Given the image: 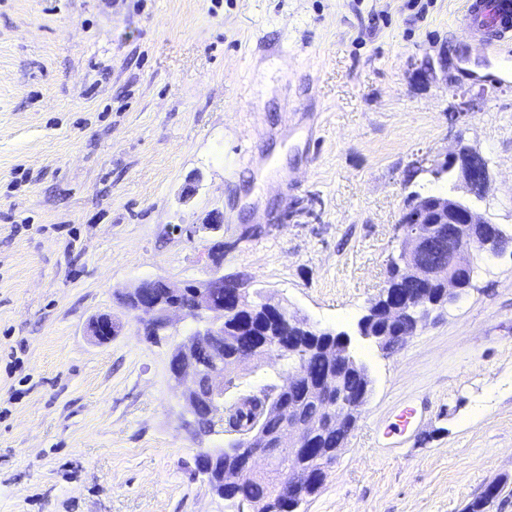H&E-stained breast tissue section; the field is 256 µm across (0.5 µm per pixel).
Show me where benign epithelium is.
<instances>
[{
    "label": "benign epithelium",
    "instance_id": "1",
    "mask_svg": "<svg viewBox=\"0 0 512 512\" xmlns=\"http://www.w3.org/2000/svg\"><path fill=\"white\" fill-rule=\"evenodd\" d=\"M452 172L466 193L472 196L485 195L490 187V173L485 157L464 141L435 163ZM448 225V233L454 244L450 264L433 265L425 261V255L433 250L436 235L435 225ZM401 231V250L405 262L400 277L407 281L442 279L448 285V303L460 298V288L465 271L475 265L477 255L495 256L504 250L497 226L482 219L471 208L464 196L435 194L428 198L413 197L404 206L398 224ZM211 264L209 278L192 284V288H172L162 281L146 280L127 291L124 301L131 304L130 311L138 317L141 330L147 335L165 336L172 325V317L180 315L193 322L194 327L188 339L174 352L171 368L173 378L182 383L191 380L186 397L191 408H196L195 394L198 386L205 383L210 387V416L215 418L224 412V322L215 315L224 314V300L219 293L224 291L223 256L219 250L207 254ZM192 299L189 306L178 302L182 294ZM386 300L383 310L390 316L406 321L413 330H418L433 314L440 312L437 303L425 296H408L401 301L394 298L391 284L380 292ZM236 309L249 312L260 311L271 321H279L285 308L269 298H251L246 292H235ZM288 321L300 326L303 336L253 337V346L235 354L236 364L241 365L254 359L256 353L275 355L282 359H293L289 366L290 384H303L314 398L322 402L321 416L313 423L302 421L300 410L291 402L277 405L278 425L270 431L259 424L243 438L234 440L236 447L222 448L217 452L201 453L204 463L201 474L211 491L219 497L239 483L243 474L255 478H276L278 493L288 496V505L296 512L305 495L307 484L323 479L326 469L332 465L341 449H316V469H305L306 451L314 444L315 428L325 426L353 431L357 418L351 416V407L345 396L336 391V375H330L321 385L314 386L307 367L297 355L309 348L310 340L325 331L316 324L296 314L288 315ZM90 331L99 342L105 343L115 335L112 315L103 313L95 317ZM329 335L333 331L325 332ZM266 461V468L257 466L258 460Z\"/></svg>",
    "mask_w": 512,
    "mask_h": 512
}]
</instances>
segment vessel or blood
Returning <instances> with one entry per match:
<instances>
[{"label": "vessel or blood", "mask_w": 512, "mask_h": 512, "mask_svg": "<svg viewBox=\"0 0 512 512\" xmlns=\"http://www.w3.org/2000/svg\"><path fill=\"white\" fill-rule=\"evenodd\" d=\"M460 27L483 51L499 52L512 45V0H467Z\"/></svg>", "instance_id": "vessel-or-blood-1"}]
</instances>
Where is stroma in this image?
Listing matches in <instances>:
<instances>
[{"instance_id": "35a3bbf8", "label": "stroma", "mask_w": 512, "mask_h": 512, "mask_svg": "<svg viewBox=\"0 0 512 512\" xmlns=\"http://www.w3.org/2000/svg\"><path fill=\"white\" fill-rule=\"evenodd\" d=\"M421 3L0 0V512H229L195 462L229 436L194 435L170 372L192 323L154 345L118 303L205 280L214 222L225 274L370 370L301 512H463L492 484L512 512V246L396 352L357 334L457 140L489 162L474 208L512 231V64L464 36L465 0ZM285 375L248 362L226 395Z\"/></svg>"}]
</instances>
